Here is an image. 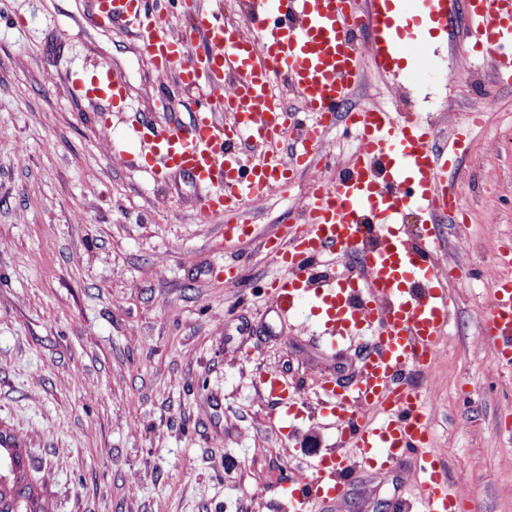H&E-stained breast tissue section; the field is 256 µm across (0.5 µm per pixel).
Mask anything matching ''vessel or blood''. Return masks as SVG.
<instances>
[{"label": "vessel or blood", "instance_id": "obj_1", "mask_svg": "<svg viewBox=\"0 0 512 512\" xmlns=\"http://www.w3.org/2000/svg\"><path fill=\"white\" fill-rule=\"evenodd\" d=\"M353 0H246V28L194 0L184 33L166 28L163 0H99L100 23L121 24L140 39L160 83L172 82L198 94L189 120H173L145 152L127 163L191 178L205 196L199 214L221 220L225 236L243 238L255 228L238 218L243 203L264 198L290 174L310 170L338 109L355 87L357 56H369L397 82L432 72L438 59L425 25L447 31L457 0H368L356 13ZM466 20L474 48L492 56L497 82L512 85V0H467ZM282 79L306 117L294 123L296 146L281 151L286 128L283 102L271 92ZM76 97H107L113 111L126 105V82L99 68L72 83ZM359 146L336 179L313 181L300 211L302 225L287 248L273 249L291 270L268 292L283 317L309 306L328 346L371 334L360 357L356 382L339 390L322 384L321 405L338 431V449L319 457L311 471L288 483L290 512L340 500L356 458L386 472L403 457L418 456L415 474L423 512H458L446 477L429 448L426 401L406 380L409 365L430 368L453 307L442 264L427 248L405 236L406 214L419 216L423 236L433 240V223L455 211L458 195L448 171L465 151L455 132L447 149L432 145V125L416 116L397 118L375 106L352 112ZM352 260L348 272L317 277L328 257ZM482 320L496 360L512 366V281L499 280ZM269 390L285 413L302 410L299 399L274 376Z\"/></svg>", "mask_w": 512, "mask_h": 512}]
</instances>
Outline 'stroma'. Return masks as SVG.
<instances>
[{
    "label": "stroma",
    "instance_id": "35a3bbf8",
    "mask_svg": "<svg viewBox=\"0 0 512 512\" xmlns=\"http://www.w3.org/2000/svg\"><path fill=\"white\" fill-rule=\"evenodd\" d=\"M0 24V431L22 448L35 512H283L287 474L335 447L317 410L321 384L351 385L366 342L324 347L309 309L281 321L267 289L288 276L268 242L288 237L309 176L331 180L356 142L345 123L328 134L330 158L243 212L256 238L228 239L202 222V192L186 176H150L112 155L100 136L147 121L188 118L159 92L140 40L92 22L95 0H8ZM465 15L436 40L452 82L395 86L369 58L348 102L420 114L442 145L471 124L454 178L468 224L440 218L438 257L462 266L432 374L406 378L430 403V443L450 492L481 512H512V371H499L481 320L512 278V87L469 52ZM122 74L131 108L80 102L70 80L101 66ZM495 111L481 113L482 94ZM495 223H487V213ZM241 264V281L224 268ZM297 388L306 407L282 417L264 381ZM406 456L386 478L357 469L341 502L313 512H419L421 487Z\"/></svg>",
    "mask_w": 512,
    "mask_h": 512
}]
</instances>
